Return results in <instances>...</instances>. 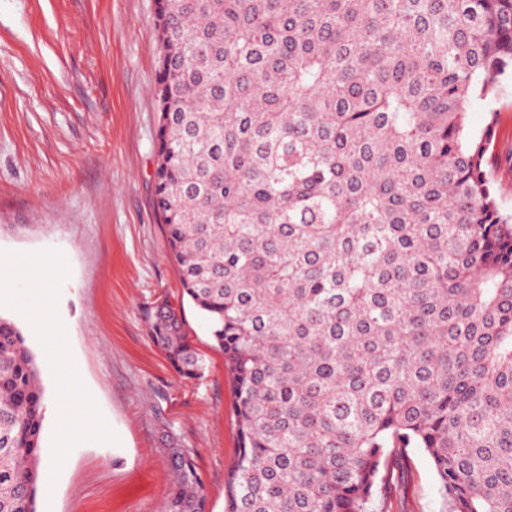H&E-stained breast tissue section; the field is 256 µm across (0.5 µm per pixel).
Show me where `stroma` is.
<instances>
[{
    "label": "stroma",
    "instance_id": "35a3bbf8",
    "mask_svg": "<svg viewBox=\"0 0 512 512\" xmlns=\"http://www.w3.org/2000/svg\"><path fill=\"white\" fill-rule=\"evenodd\" d=\"M158 61L155 0H0V256L53 272L32 293L0 294V315L22 328L47 397L76 367L85 401L71 417L106 428L42 473L37 512H162L173 447L194 458L208 512H224L239 451L224 354L189 305L202 378L179 377L149 337V308L181 297L154 209ZM491 109L496 187L512 209V81L471 124ZM43 298L61 324L50 344L25 319ZM384 479L385 512H440L423 456Z\"/></svg>",
    "mask_w": 512,
    "mask_h": 512
}]
</instances>
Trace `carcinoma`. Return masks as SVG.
Returning a JSON list of instances; mask_svg holds the SVG:
<instances>
[{
    "instance_id": "1",
    "label": "carcinoma",
    "mask_w": 512,
    "mask_h": 512,
    "mask_svg": "<svg viewBox=\"0 0 512 512\" xmlns=\"http://www.w3.org/2000/svg\"><path fill=\"white\" fill-rule=\"evenodd\" d=\"M155 210L224 351V512H384L421 453L442 512H512V213L489 165L512 0H156ZM150 336L205 363L168 301ZM45 390L0 316V512H37ZM163 512H207L171 449Z\"/></svg>"
}]
</instances>
